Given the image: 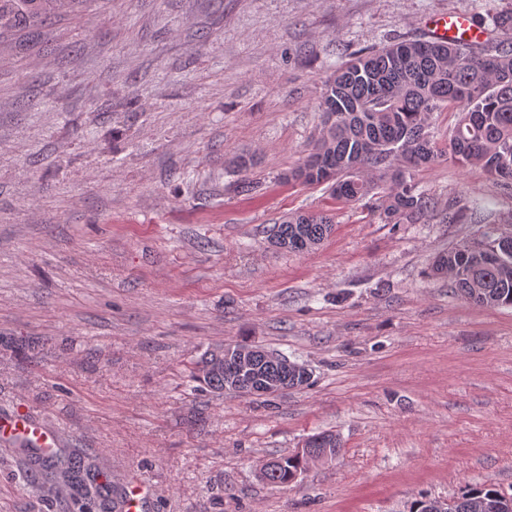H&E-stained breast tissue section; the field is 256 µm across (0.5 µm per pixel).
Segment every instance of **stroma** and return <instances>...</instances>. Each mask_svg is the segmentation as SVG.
<instances>
[{"label":"stroma","mask_w":512,"mask_h":512,"mask_svg":"<svg viewBox=\"0 0 512 512\" xmlns=\"http://www.w3.org/2000/svg\"><path fill=\"white\" fill-rule=\"evenodd\" d=\"M512 0H91L32 49L0 48V413L28 411L148 512H408L491 482L512 493V307L431 280L434 256L512 225L478 166L416 169L480 224H383L283 175L346 54ZM254 165L248 176L234 161ZM332 214L315 250L272 246ZM241 342L307 365L266 398L200 390L191 362ZM339 435L272 487L259 461ZM0 443V512H65ZM333 223L330 214L324 212L288 215L281 224L274 226L272 242L279 249L308 252L331 233Z\"/></svg>","instance_id":"35a3bbf8"}]
</instances>
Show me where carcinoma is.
<instances>
[{
    "mask_svg": "<svg viewBox=\"0 0 512 512\" xmlns=\"http://www.w3.org/2000/svg\"><path fill=\"white\" fill-rule=\"evenodd\" d=\"M86 0H0V36L23 33L19 46L51 17ZM501 32L495 41L438 43L395 41L354 55L329 76L321 96L318 135L301 161L284 174L289 183L329 184L334 199L377 198L375 211L385 224H421L429 213L458 224L478 221L482 207L458 195L442 203L417 189L411 172L448 156L460 166L478 165L506 189H512V10L491 16ZM448 109L459 115L448 140L439 143L429 131L433 113ZM333 218L324 212L290 215L274 226L273 243L290 252H308L331 233ZM446 278L466 301L489 307H512V240L487 235L482 249L463 243L439 253L429 271ZM257 348L256 374L285 389L309 383L311 375L284 369ZM191 378L214 392L229 389L224 346L206 350L194 362ZM310 448L275 458L259 478L272 487L297 481L309 458L328 460L341 448L331 431L312 435ZM33 465L49 482L67 489L72 512H96L110 495L96 482L92 464L75 455L36 456ZM409 512H512V494L494 484L464 487L444 502L422 495Z\"/></svg>",
    "mask_w": 512,
    "mask_h": 512,
    "instance_id": "obj_1",
    "label": "carcinoma"
}]
</instances>
